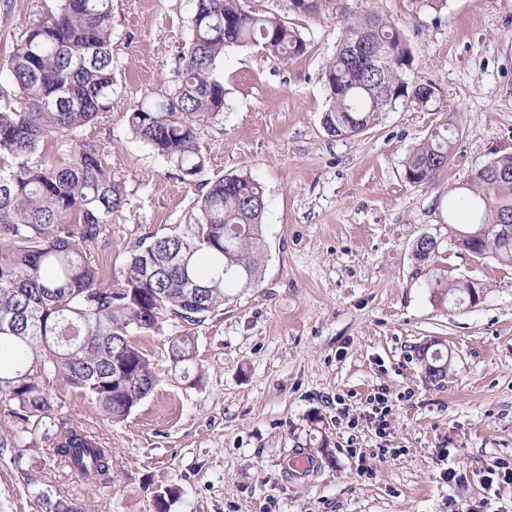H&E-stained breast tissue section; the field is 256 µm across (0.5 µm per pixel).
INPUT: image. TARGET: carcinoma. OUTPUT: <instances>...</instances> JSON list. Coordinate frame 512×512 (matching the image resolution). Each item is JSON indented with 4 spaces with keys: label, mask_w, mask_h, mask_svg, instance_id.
<instances>
[{
    "label": "carcinoma",
    "mask_w": 512,
    "mask_h": 512,
    "mask_svg": "<svg viewBox=\"0 0 512 512\" xmlns=\"http://www.w3.org/2000/svg\"><path fill=\"white\" fill-rule=\"evenodd\" d=\"M191 37L181 48L172 84L126 113L128 128L191 181L206 157L198 126L224 112L218 61L230 46H258L283 63L307 53L310 42L291 23L256 14L243 0H187ZM325 0H289L302 16ZM413 55L401 29L378 13L345 12L342 37L322 79L329 107L325 131L352 137L400 107L425 105L435 87L406 78ZM19 105L0 107V419L9 429L0 448L23 467L29 437L41 433L55 456L86 485L112 484V449L64 414L73 393L94 405L107 424L125 422L161 381L160 369L140 338L163 334L178 318L203 322L233 299L229 288L259 282L266 203L248 174L213 181L186 224L169 234L140 239L121 278L88 258L127 205L121 183L105 165L92 128L112 109V0H59L57 12L32 21L7 65ZM66 138L68 161L40 154L44 143ZM454 144L444 123L404 161L408 182L426 184L445 169ZM474 172L468 194L450 214L448 237L471 239L472 254L512 264V235L499 231L512 210V154ZM441 302L468 300L469 286L436 277L429 283ZM172 368L194 360V339L169 337ZM46 512H87L86 504L28 478ZM174 487L157 492L154 512H172Z\"/></svg>",
    "instance_id": "cac0c4a2"
}]
</instances>
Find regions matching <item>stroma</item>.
I'll list each match as a JSON object with an SVG mask.
<instances>
[{"label":"stroma","mask_w":512,"mask_h":512,"mask_svg":"<svg viewBox=\"0 0 512 512\" xmlns=\"http://www.w3.org/2000/svg\"><path fill=\"white\" fill-rule=\"evenodd\" d=\"M245 4L279 14L310 47L285 64L226 49L224 111L201 123L207 162L186 183L123 115L172 80L190 36L187 2L112 0V110L94 138L129 205L91 256L120 275L128 247L187 223L212 181L242 172L266 199L261 279L191 326L201 385L171 371L167 337L146 336L162 379L127 421L105 425L72 399L71 419L112 450V487L89 488L39 435L26 452L31 475L89 512H152L155 491L171 486L173 512H512V483L482 478L494 461L512 462V265L448 241L449 205L472 171L512 153V0H447L437 13L420 0H330L311 17L288 0ZM57 8L0 0V67L30 20ZM348 9L395 22L414 57L409 80L436 93L336 138L321 122V73ZM447 121L457 129L447 169L408 182L407 154ZM425 232L439 249L421 263L412 245ZM441 274L481 281L483 299L460 310L434 301L427 283ZM429 339L451 357L436 385L416 354ZM379 392L391 408L382 435L368 403ZM297 451L320 466L291 480ZM13 458L0 448V512H45Z\"/></svg>","instance_id":"stroma-1"}]
</instances>
